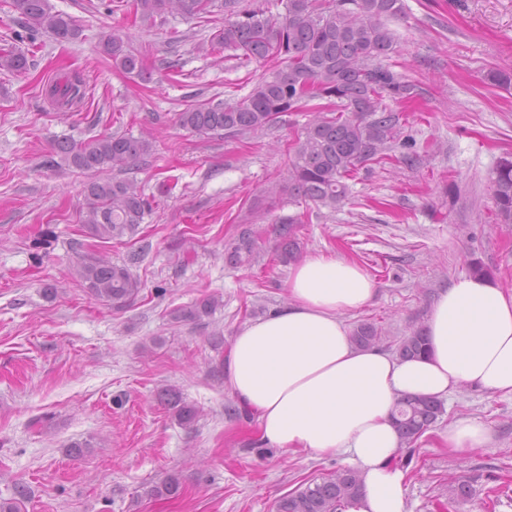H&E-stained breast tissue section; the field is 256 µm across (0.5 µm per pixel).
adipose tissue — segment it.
Listing matches in <instances>:
<instances>
[{"label":"adipose tissue","mask_w":512,"mask_h":512,"mask_svg":"<svg viewBox=\"0 0 512 512\" xmlns=\"http://www.w3.org/2000/svg\"><path fill=\"white\" fill-rule=\"evenodd\" d=\"M289 303L233 337L224 381L263 441L285 452L344 455L364 480L347 512H406L391 412L403 393L446 398L463 385L512 398V292L465 277L426 317L428 356L402 360L352 341L345 313L375 293L371 276L333 254L297 263Z\"/></svg>","instance_id":"obj_1"}]
</instances>
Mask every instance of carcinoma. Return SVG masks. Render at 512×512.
<instances>
[{
	"label": "carcinoma",
	"instance_id": "cac0c4a2",
	"mask_svg": "<svg viewBox=\"0 0 512 512\" xmlns=\"http://www.w3.org/2000/svg\"><path fill=\"white\" fill-rule=\"evenodd\" d=\"M13 6L32 43L43 32L67 43L82 36L76 20L55 10L50 0H13ZM404 9L403 0H265L255 9L242 7L241 0H135V15L144 24L173 11L186 19L207 22L213 13L222 11L224 26L211 44L239 51L247 62L277 60L282 64L261 76L246 97L193 104L176 113V123L198 135L236 137L261 132L289 112H312L313 118L292 147L288 197L298 204L311 201L333 211L347 199V180L370 163H383L394 151L402 115L389 108L385 98H408L413 87L382 61L393 53L396 43L385 21L401 16ZM100 47L114 68L130 77L148 78L144 61L126 34L114 29L100 40ZM28 67L24 52L0 53L1 70L22 74ZM86 88L84 76L74 71L48 83L45 95L70 108L83 101ZM322 100L329 105L320 104ZM55 150L76 169L94 174L144 162L153 145L145 137L125 135H103L88 142L63 137L56 141ZM420 159L416 143L406 138L395 161L413 168ZM490 188L498 219L512 224V158L497 163ZM86 194L84 231L102 242L136 235L152 208L151 201L126 179L91 180ZM301 223L299 215L277 221L275 251L284 263L300 253ZM255 235L250 225H242L228 259L238 262L242 254H251ZM77 273L92 297L116 308L130 304L141 290L127 265L94 255L80 256ZM215 306V298H204L177 310L175 319L199 321ZM380 339L378 327L370 322L358 324L352 334L360 348L373 347ZM426 351L427 336L422 328L402 337L396 346L402 359H414ZM160 400L174 411L179 424L195 421L197 409L183 402L178 391L166 390ZM444 412L439 399L400 395L392 421L402 445L412 447ZM180 488L179 478L172 476L151 489V495L171 498ZM363 491L358 470L343 467L319 481L302 483L278 500L276 512H345Z\"/></svg>",
	"mask_w": 512,
	"mask_h": 512
}]
</instances>
